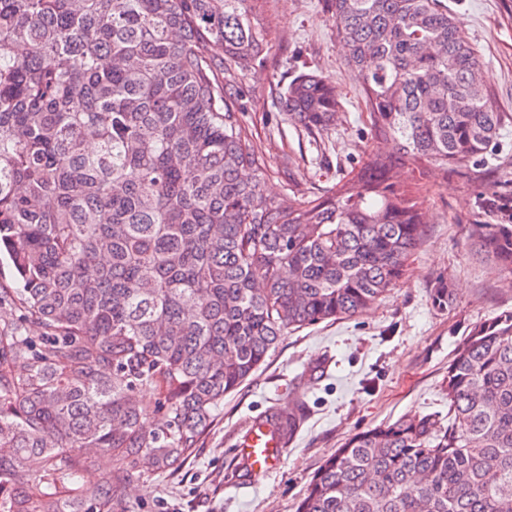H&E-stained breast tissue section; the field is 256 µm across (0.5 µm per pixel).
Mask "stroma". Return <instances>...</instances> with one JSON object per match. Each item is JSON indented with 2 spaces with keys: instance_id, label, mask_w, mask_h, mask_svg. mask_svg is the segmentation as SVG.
Instances as JSON below:
<instances>
[{
  "instance_id": "stroma-1",
  "label": "stroma",
  "mask_w": 512,
  "mask_h": 512,
  "mask_svg": "<svg viewBox=\"0 0 512 512\" xmlns=\"http://www.w3.org/2000/svg\"><path fill=\"white\" fill-rule=\"evenodd\" d=\"M485 63V81L509 116L486 156L489 173L512 159V0H442ZM266 59L246 72L239 117L272 171L267 195L328 196L364 152L391 150L371 135L369 110L333 32L327 0H262ZM316 69L330 77L342 110L315 139L278 109L280 89ZM399 183L423 203L427 236L404 279L363 314L281 336L264 365L224 403L196 453L179 470L144 475L127 489L132 512H295L322 464L344 440L402 415H448V361L469 328L512 310V274L472 255L466 227L479 186L434 164L402 167ZM454 294L437 308L431 292ZM302 404L303 417L281 466L257 484L236 456L251 422Z\"/></svg>"
}]
</instances>
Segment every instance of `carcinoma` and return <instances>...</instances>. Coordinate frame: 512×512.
I'll use <instances>...</instances> for the list:
<instances>
[{"mask_svg": "<svg viewBox=\"0 0 512 512\" xmlns=\"http://www.w3.org/2000/svg\"><path fill=\"white\" fill-rule=\"evenodd\" d=\"M256 2L0 0V253L15 279L0 288V512H131L141 461L177 470L280 336L381 300L426 235L401 166L481 183L494 223L467 238L512 270V165L487 184L472 167L508 116L448 7L328 0L374 137L396 150L284 202L264 194L235 105L266 51ZM279 105L313 137L340 110L314 71ZM444 388L448 425L403 416L352 435L296 512H512V311L471 327ZM301 410L266 417L286 444Z\"/></svg>", "mask_w": 512, "mask_h": 512, "instance_id": "1", "label": "carcinoma"}]
</instances>
